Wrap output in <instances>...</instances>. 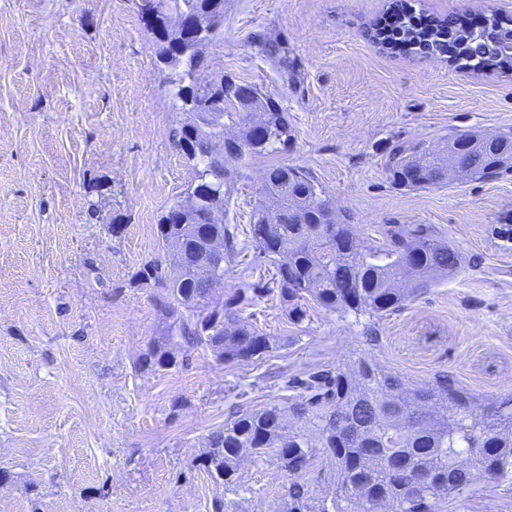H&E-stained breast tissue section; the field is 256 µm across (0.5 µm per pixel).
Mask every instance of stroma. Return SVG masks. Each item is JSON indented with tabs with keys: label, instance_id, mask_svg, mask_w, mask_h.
I'll return each instance as SVG.
<instances>
[{
	"label": "stroma",
	"instance_id": "1",
	"mask_svg": "<svg viewBox=\"0 0 512 512\" xmlns=\"http://www.w3.org/2000/svg\"><path fill=\"white\" fill-rule=\"evenodd\" d=\"M435 16L512 17V0H410ZM390 0H224L211 69L268 91L292 117L288 150L248 160L224 220L246 227L266 168L310 169L360 240L426 224L463 271L381 322L377 359L424 386L438 373L487 402L512 392V169L425 189L391 184L398 144L512 131V72L382 49L366 31ZM285 42L290 67L252 38ZM138 0H0V512H281L290 482L273 454L241 459L227 493L200 470L234 405L287 396L284 371L333 367L355 326L314 306L291 324L277 294L243 321L276 337L249 364L175 348L143 370L167 323L135 284L163 256L156 224L193 170L169 130L189 120ZM123 214L120 233L106 217ZM439 512H512V482L481 479Z\"/></svg>",
	"mask_w": 512,
	"mask_h": 512
}]
</instances>
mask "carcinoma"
Segmentation results:
<instances>
[{"mask_svg":"<svg viewBox=\"0 0 512 512\" xmlns=\"http://www.w3.org/2000/svg\"><path fill=\"white\" fill-rule=\"evenodd\" d=\"M492 36L452 29V19L429 18L421 28L411 17L392 35L375 24L372 39L382 45L399 44L406 52L443 54V37L467 44L464 67L479 70L486 55L503 52L512 27L494 21ZM252 44L258 54L288 70V47L276 37L257 34ZM197 50L188 51L168 74L173 99L182 104L205 98L211 82L194 77ZM252 96L223 98L224 117L235 126L250 119L257 124L242 130L244 147L224 157V164L207 170L212 150L205 133L193 134L182 124L171 129L173 147L186 142L209 171L208 181L223 183L229 203L237 164L247 158L288 150L294 126L277 100L256 85ZM472 138L466 152L456 149L462 138ZM512 168V133L490 136L456 133L438 146L423 142L397 145L389 154L391 183L410 189L438 186L458 170L485 178ZM263 195L276 198L278 213H253L247 237L256 250L255 262L275 265L273 284L288 318L295 324L309 316L310 304L353 319L360 326L350 353L336 368L319 366L292 374L286 387L299 390L295 399L260 408L234 409L224 428L211 434L209 450L199 466L212 481L229 490L238 483L237 467L246 454L270 450L289 476L308 470L317 454L324 455L333 487L330 501L312 503L308 486L290 483L283 512H438L440 503L468 494L480 478L503 482L512 477V393L479 407L476 396L446 374L426 386L394 373L375 357L381 345L380 321L404 308L412 297L438 280L460 272L463 258L448 240L433 234L426 224L389 228L379 245H365L345 217L336 214L322 223L316 207L320 184L308 169L272 164L263 177ZM175 200L157 224L167 259L145 264L136 272L139 285L163 291L168 321L164 344L147 354V367H174L178 360L167 346L191 351L211 349L226 363L250 362L275 349L274 337L260 334L240 319L239 305L262 295L267 286L251 282L219 307L209 304L210 288L198 268L207 259V243H223V271L239 254L238 226L170 224Z\"/></svg>","mask_w":512,"mask_h":512,"instance_id":"obj_1","label":"carcinoma"}]
</instances>
